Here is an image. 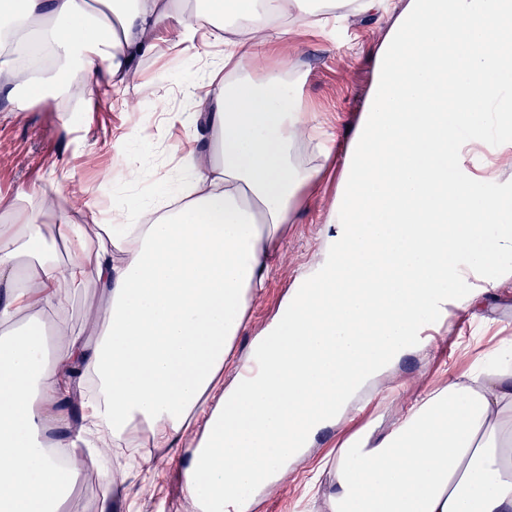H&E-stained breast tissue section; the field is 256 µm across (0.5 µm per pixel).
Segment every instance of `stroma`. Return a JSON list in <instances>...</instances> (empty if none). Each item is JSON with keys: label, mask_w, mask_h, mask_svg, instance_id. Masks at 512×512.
Here are the masks:
<instances>
[{"label": "stroma", "mask_w": 512, "mask_h": 512, "mask_svg": "<svg viewBox=\"0 0 512 512\" xmlns=\"http://www.w3.org/2000/svg\"><path fill=\"white\" fill-rule=\"evenodd\" d=\"M382 36L378 24L364 16L338 24L333 35L309 31L296 36L293 48L268 45L259 57L262 68L288 66L302 77L301 95L307 111L344 144L363 105L372 77L373 51ZM134 77L120 85L111 99L82 91L78 108L32 101L26 93L0 92V197L11 198L18 187L37 185L40 194L29 206L44 216L47 235H55V214L73 224L83 222L87 207L108 209L126 189L124 153L135 145L153 150L143 174V189L160 184L175 164L179 144L204 149L192 125L172 119L185 109V85L200 81L195 60L180 55L172 43H159L154 55L134 61ZM323 207L299 210L290 228L282 267L252 310V320L239 341L247 349L256 330L274 316L296 272L319 252L325 222ZM75 332L89 334L90 324H103L106 305L96 289L73 298L65 308ZM505 338L512 339V283L489 287L477 303L458 311L447 324L428 358L409 356L400 365L404 379L421 378L436 387L468 371L475 361ZM153 466L125 473V487L135 512H185L178 468L166 463L162 448L151 452ZM302 472L284 491L263 496L255 512H323L312 504ZM106 491L103 474L80 469L61 512H99Z\"/></svg>", "instance_id": "35a3bbf8"}]
</instances>
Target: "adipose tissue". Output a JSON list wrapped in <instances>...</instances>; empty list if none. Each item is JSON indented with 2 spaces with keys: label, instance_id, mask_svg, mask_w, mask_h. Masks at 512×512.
<instances>
[{
  "label": "adipose tissue",
  "instance_id": "obj_1",
  "mask_svg": "<svg viewBox=\"0 0 512 512\" xmlns=\"http://www.w3.org/2000/svg\"><path fill=\"white\" fill-rule=\"evenodd\" d=\"M202 4L196 20L183 0H0V90L32 97L74 63L91 89L117 88L165 35L192 58L224 47L178 116L206 151L114 198L96 240L58 225L59 258L27 206L36 188L0 198V512H58L80 460L114 447L169 449L190 512H244V491L278 487L328 426L341 437L327 512H512L511 346L388 426L345 429L404 357L430 354L427 319L480 296L471 270L512 278V0ZM348 5L384 34L338 161L301 77L254 62L258 46L335 28ZM253 16L262 24L224 40V20ZM491 137L487 174L472 157ZM335 166L327 247L254 337L261 369L242 379L237 339ZM92 285L108 321L73 334L62 313Z\"/></svg>",
  "mask_w": 512,
  "mask_h": 512
}]
</instances>
